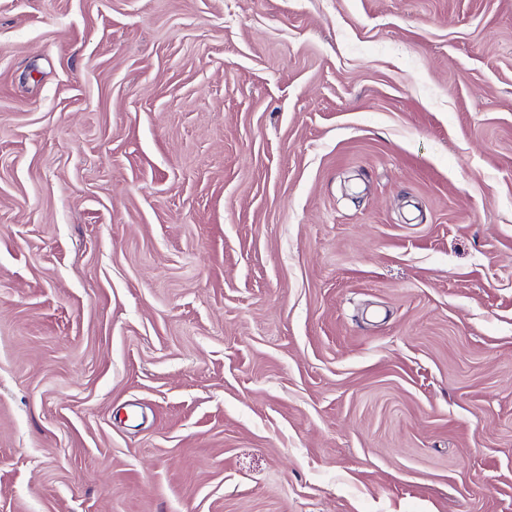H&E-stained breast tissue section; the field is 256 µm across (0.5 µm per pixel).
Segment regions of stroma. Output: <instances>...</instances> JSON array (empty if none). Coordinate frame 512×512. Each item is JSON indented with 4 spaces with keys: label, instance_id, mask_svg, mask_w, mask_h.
I'll use <instances>...</instances> for the list:
<instances>
[{
    "label": "stroma",
    "instance_id": "obj_1",
    "mask_svg": "<svg viewBox=\"0 0 512 512\" xmlns=\"http://www.w3.org/2000/svg\"><path fill=\"white\" fill-rule=\"evenodd\" d=\"M0 512H512V0H0Z\"/></svg>",
    "mask_w": 512,
    "mask_h": 512
}]
</instances>
